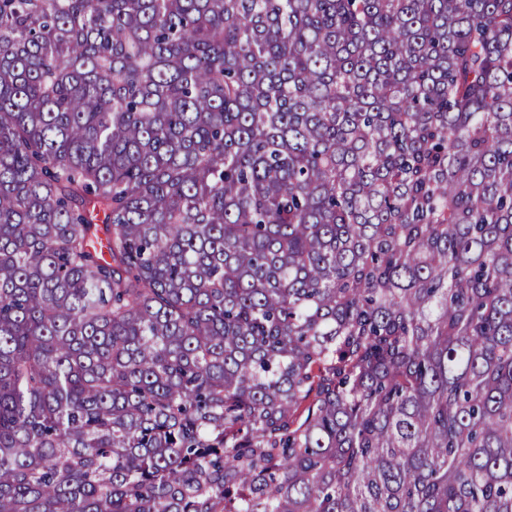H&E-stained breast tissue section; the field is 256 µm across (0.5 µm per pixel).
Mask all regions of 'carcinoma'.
Instances as JSON below:
<instances>
[{"label":"carcinoma","instance_id":"cac0c4a2","mask_svg":"<svg viewBox=\"0 0 512 512\" xmlns=\"http://www.w3.org/2000/svg\"><path fill=\"white\" fill-rule=\"evenodd\" d=\"M0 512H512V0H0Z\"/></svg>","mask_w":512,"mask_h":512}]
</instances>
